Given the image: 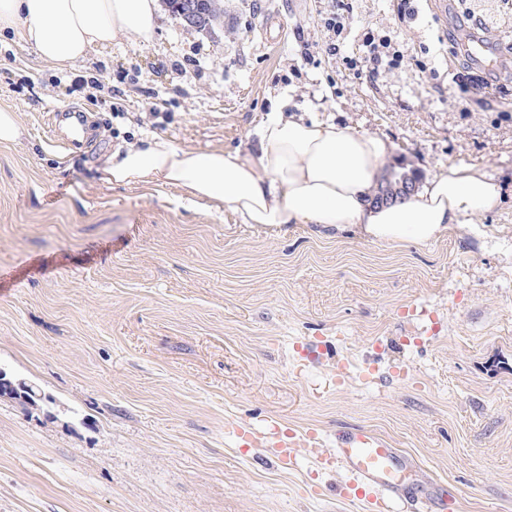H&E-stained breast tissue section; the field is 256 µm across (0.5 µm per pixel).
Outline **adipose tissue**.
I'll return each mask as SVG.
<instances>
[{"label": "adipose tissue", "instance_id": "1", "mask_svg": "<svg viewBox=\"0 0 512 512\" xmlns=\"http://www.w3.org/2000/svg\"><path fill=\"white\" fill-rule=\"evenodd\" d=\"M158 0H0V36L65 71L95 48L150 42ZM256 152L199 150L155 136L105 159L104 181L167 186L190 202L230 209L246 224L353 227L372 241L426 243L449 225L497 209L502 186L470 165H449L414 194L374 203L387 140L274 106Z\"/></svg>", "mask_w": 512, "mask_h": 512}]
</instances>
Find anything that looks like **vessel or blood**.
<instances>
[{
  "mask_svg": "<svg viewBox=\"0 0 512 512\" xmlns=\"http://www.w3.org/2000/svg\"><path fill=\"white\" fill-rule=\"evenodd\" d=\"M49 135L63 149L74 150L87 144L89 132L86 114L76 107L54 109L48 123ZM269 447L275 448L284 468H291L299 448L318 449L327 467H341L353 476L341 487V497L369 503L386 512L391 501L399 500L418 507L420 512H444L448 497L443 490L421 485L418 466L412 458L390 447L382 437L360 430L337 437L332 448H319L315 431L281 433L278 427L268 430Z\"/></svg>",
  "mask_w": 512,
  "mask_h": 512,
  "instance_id": "obj_1",
  "label": "vessel or blood"
}]
</instances>
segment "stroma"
Wrapping results in <instances>:
<instances>
[{"mask_svg": "<svg viewBox=\"0 0 512 512\" xmlns=\"http://www.w3.org/2000/svg\"><path fill=\"white\" fill-rule=\"evenodd\" d=\"M397 2L348 0L335 59L331 0H218L203 30L165 6L150 43L65 72L0 39V107L24 128L0 146V268L15 273L0 367L55 400L0 398V512H373L337 495L343 470L239 447L243 422L312 428L326 448L366 430L448 489L449 512H512V0L492 27L471 0H421L408 28ZM269 15L285 26L277 47ZM368 28L404 55L375 80L343 62ZM478 40L496 65L473 57ZM479 76L488 88L463 98L459 82ZM282 94L290 111L385 138L386 173L479 168L503 185L501 207L400 245L261 228L170 187L102 179L107 156L156 135L256 151ZM152 104L164 128L145 122ZM69 106L93 135L66 157L45 121ZM349 13L348 3L344 0H338L334 6V10L324 18V27L328 32V41L326 43L325 52L327 55L336 56L340 51V37L346 29V15Z\"/></svg>", "mask_w": 512, "mask_h": 512, "instance_id": "35a3bbf8", "label": "stroma"}]
</instances>
